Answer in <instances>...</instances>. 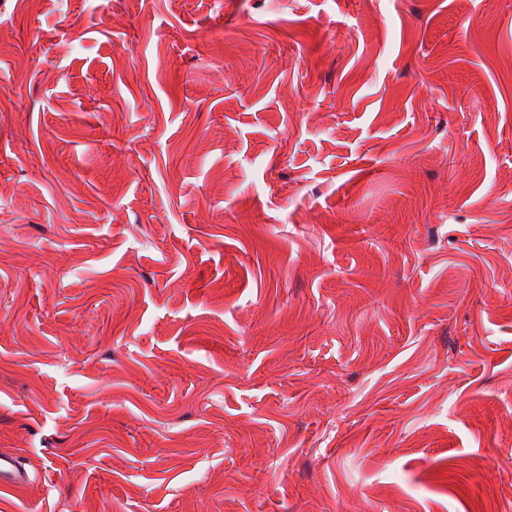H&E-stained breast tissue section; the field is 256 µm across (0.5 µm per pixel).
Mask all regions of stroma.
<instances>
[{
	"label": "stroma",
	"mask_w": 512,
	"mask_h": 512,
	"mask_svg": "<svg viewBox=\"0 0 512 512\" xmlns=\"http://www.w3.org/2000/svg\"><path fill=\"white\" fill-rule=\"evenodd\" d=\"M0 512H512V0H0ZM30 480L29 473L22 468L18 458L12 453L0 454V485L20 488Z\"/></svg>",
	"instance_id": "35a3bbf8"
}]
</instances>
